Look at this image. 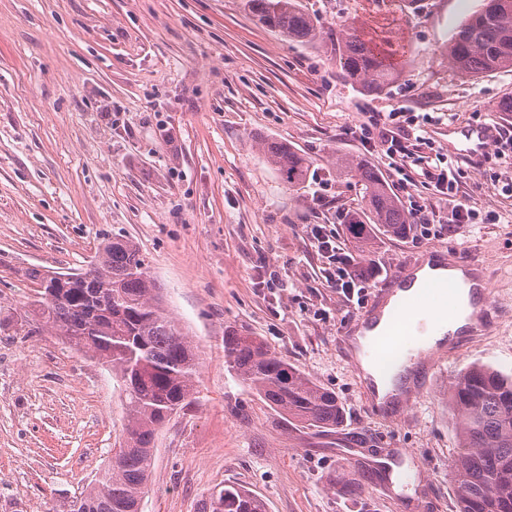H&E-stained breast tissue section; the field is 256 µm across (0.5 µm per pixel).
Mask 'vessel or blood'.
<instances>
[{
    "label": "vessel or blood",
    "instance_id": "vessel-or-blood-1",
    "mask_svg": "<svg viewBox=\"0 0 512 512\" xmlns=\"http://www.w3.org/2000/svg\"><path fill=\"white\" fill-rule=\"evenodd\" d=\"M450 150L469 158L483 154L494 138L489 124L450 125ZM446 265L461 273V288L440 287L417 278L419 264L395 270L389 288L380 290L379 298L352 316L343 328L340 340L355 345L359 353L350 360L355 373H362L363 363L382 359L407 378L399 388V406L411 404L415 394L427 383L440 360L457 355L461 349L477 341L493 313L489 300V283L478 265L461 259L455 248H448ZM479 296V321L467 326L465 294ZM427 470L421 459H412L388 471L390 487L401 491L417 488Z\"/></svg>",
    "mask_w": 512,
    "mask_h": 512
}]
</instances>
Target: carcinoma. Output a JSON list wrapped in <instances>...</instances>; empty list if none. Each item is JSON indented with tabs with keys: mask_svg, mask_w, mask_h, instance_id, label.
<instances>
[{
	"mask_svg": "<svg viewBox=\"0 0 512 512\" xmlns=\"http://www.w3.org/2000/svg\"><path fill=\"white\" fill-rule=\"evenodd\" d=\"M262 26L279 36L315 46L320 31L301 0H244ZM340 74L366 94H379L403 70L392 54L357 29H336ZM449 62L476 76L512 68V0H484L448 44ZM267 162L290 187L306 181L309 165L288 144L265 141ZM341 174L363 189L364 209L392 236L410 231L411 216L371 163L349 156ZM33 314L89 358L109 367L123 383L128 422L120 447L69 512H139L148 491L155 437L198 394L196 347L161 306L160 288L145 258L129 239L101 241L84 272L56 286L60 273L31 269ZM225 362L279 413L310 428L336 429L343 407L336 393L317 383L252 336L224 337ZM457 419V512H512V371L488 362L466 366L449 387ZM197 512H268L267 503L243 486L226 485L201 496Z\"/></svg>",
	"mask_w": 512,
	"mask_h": 512,
	"instance_id": "1",
	"label": "carcinoma"
}]
</instances>
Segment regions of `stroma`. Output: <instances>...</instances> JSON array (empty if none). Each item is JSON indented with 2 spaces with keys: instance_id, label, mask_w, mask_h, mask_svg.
<instances>
[{
  "instance_id": "obj_1",
  "label": "stroma",
  "mask_w": 512,
  "mask_h": 512,
  "mask_svg": "<svg viewBox=\"0 0 512 512\" xmlns=\"http://www.w3.org/2000/svg\"><path fill=\"white\" fill-rule=\"evenodd\" d=\"M322 32L344 21L392 51L401 80L369 95L345 81L331 41L291 42L242 0H0V512H64L118 447L120 381L48 326L23 321L28 268L85 267L104 236L138 246L163 305L198 349L196 402L161 428L142 512H196L203 493L239 484L269 512H456L453 375L481 360L512 369V168L492 151L454 158L459 189L497 224L446 225L430 186L406 187L362 127L388 112L450 122H512V69L476 77L448 41L482 0H303ZM287 142L310 165L289 188L261 144ZM365 157L435 234L375 231L357 270L371 289L453 246L482 265L500 310L483 339L447 358L411 406L367 413L337 346L354 315L326 285L311 244L319 224L345 253L362 189L336 161ZM228 336H255L334 391L340 428L288 421L224 359ZM408 451L426 481L408 498L380 488L385 460ZM364 485L362 499L342 483Z\"/></svg>"
}]
</instances>
